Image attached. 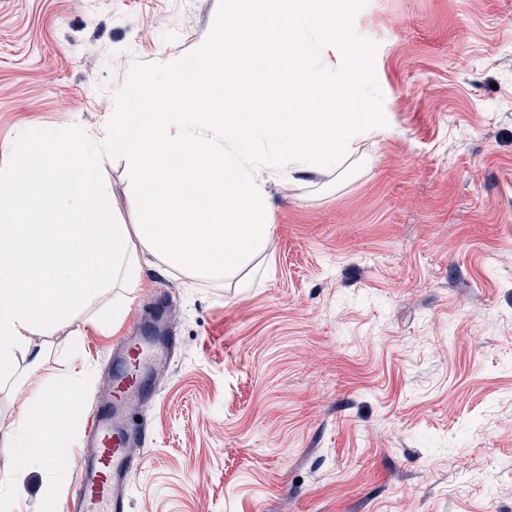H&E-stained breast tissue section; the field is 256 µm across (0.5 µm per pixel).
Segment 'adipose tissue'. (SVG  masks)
I'll use <instances>...</instances> for the list:
<instances>
[{
	"instance_id": "obj_1",
	"label": "adipose tissue",
	"mask_w": 512,
	"mask_h": 512,
	"mask_svg": "<svg viewBox=\"0 0 512 512\" xmlns=\"http://www.w3.org/2000/svg\"><path fill=\"white\" fill-rule=\"evenodd\" d=\"M25 398L18 412L14 428L0 432V446L8 453L0 458V473L4 474L7 488L0 492V512H13V504L24 478L25 467L17 450L22 445L41 449L43 456L65 459L67 445L63 438H46L41 423L61 413L58 402L51 396V378L29 373L22 381Z\"/></svg>"
}]
</instances>
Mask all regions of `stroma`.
I'll return each instance as SVG.
<instances>
[{
  "mask_svg": "<svg viewBox=\"0 0 512 512\" xmlns=\"http://www.w3.org/2000/svg\"><path fill=\"white\" fill-rule=\"evenodd\" d=\"M219 0H0V167L22 131L99 137L132 60L204 40ZM387 132L342 170L270 184L251 285L145 268L121 323L34 333L77 391L72 452L113 343L162 304L178 344L149 399L129 512H512V0H368ZM137 223L125 160L102 164ZM75 466L29 463L20 512Z\"/></svg>",
  "mask_w": 512,
  "mask_h": 512,
  "instance_id": "35a3bbf8",
  "label": "stroma"
}]
</instances>
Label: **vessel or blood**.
<instances>
[{
  "label": "vessel or blood",
  "mask_w": 512,
  "mask_h": 512,
  "mask_svg": "<svg viewBox=\"0 0 512 512\" xmlns=\"http://www.w3.org/2000/svg\"><path fill=\"white\" fill-rule=\"evenodd\" d=\"M176 344L172 336L150 341L133 330L113 349V397L91 415L88 450L77 460L80 491L69 512H128L138 440L127 420L128 408L149 394L155 370L166 364Z\"/></svg>",
  "instance_id": "b4317fda"
}]
</instances>
